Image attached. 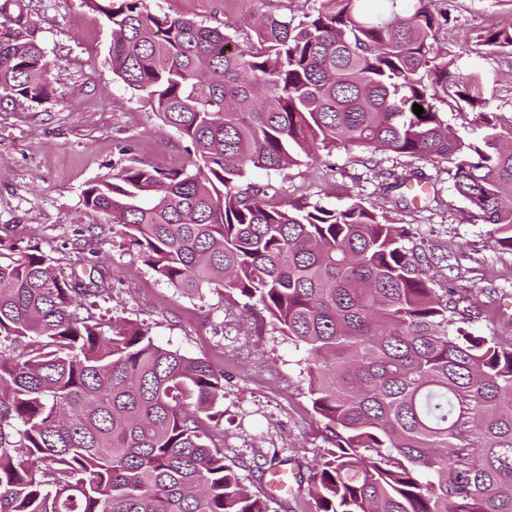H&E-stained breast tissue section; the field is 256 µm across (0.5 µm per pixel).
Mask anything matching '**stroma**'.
I'll return each instance as SVG.
<instances>
[{
    "instance_id": "stroma-1",
    "label": "stroma",
    "mask_w": 512,
    "mask_h": 512,
    "mask_svg": "<svg viewBox=\"0 0 512 512\" xmlns=\"http://www.w3.org/2000/svg\"><path fill=\"white\" fill-rule=\"evenodd\" d=\"M151 12L181 16L245 35L263 14L302 19L319 0H147ZM448 38L438 50L450 83L469 84L502 119L512 118V49L484 46L488 30L512 24V0H447ZM26 15L31 35L51 64L52 93L42 102L0 101V240L39 247L56 268L107 288L87 300L102 329L132 322L155 344L208 360L224 372L219 405L224 460L239 467L268 512H314L304 484L268 493L258 463L269 458L308 474L331 447L334 423L316 414L308 391L306 355L271 321H258L247 298L224 289L184 293L147 266L121 225L96 220L83 192L93 181L136 158L162 168L185 166L187 142L164 125L141 93L112 72L111 30L90 0H0V33ZM420 167L438 199L428 209L392 206L380 185L386 171ZM247 182L270 186V203L304 202L342 209L353 202L410 225L426 253L463 255L460 287L478 291L473 326L512 341V253L492 249L487 228L457 195L447 170L395 155L371 158L356 147L316 149L285 171L250 169Z\"/></svg>"
}]
</instances>
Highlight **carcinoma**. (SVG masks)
I'll return each instance as SVG.
<instances>
[{
  "instance_id": "1",
  "label": "carcinoma",
  "mask_w": 512,
  "mask_h": 512,
  "mask_svg": "<svg viewBox=\"0 0 512 512\" xmlns=\"http://www.w3.org/2000/svg\"><path fill=\"white\" fill-rule=\"evenodd\" d=\"M90 2L111 25L113 74L192 158H132L89 184L85 206L118 219L172 287L237 292L305 350L312 408L339 428L308 476L315 512H512V343L460 325V303L479 298L427 276L447 257L358 202L279 210L243 183L319 146L445 163L492 248L512 253V119L456 85L485 128L470 142L436 108L441 0H383L377 14L320 0L298 21L258 18L241 41L146 0ZM483 42L511 48L512 27ZM49 71L34 40L0 35V99L49 98ZM388 178L395 206L393 192L430 182L418 167ZM100 289L35 246L0 252V512H267L218 431L201 430L224 371L138 326L104 333L81 314Z\"/></svg>"
}]
</instances>
